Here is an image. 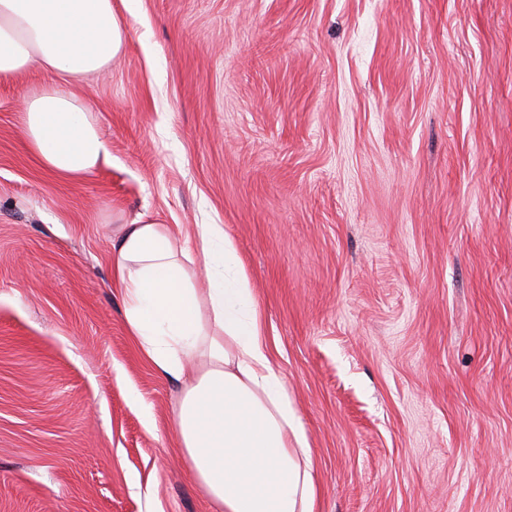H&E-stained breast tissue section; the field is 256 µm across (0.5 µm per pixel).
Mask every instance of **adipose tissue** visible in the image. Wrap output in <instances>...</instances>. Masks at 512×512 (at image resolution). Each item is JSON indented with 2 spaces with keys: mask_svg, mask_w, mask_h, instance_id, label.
Segmentation results:
<instances>
[{
  "mask_svg": "<svg viewBox=\"0 0 512 512\" xmlns=\"http://www.w3.org/2000/svg\"><path fill=\"white\" fill-rule=\"evenodd\" d=\"M127 34L112 0H0V78L37 65L59 80L22 98L28 144L50 173L79 179L110 160L72 86L107 71ZM112 249L128 333L180 385L176 446L216 512H315L309 444L223 225L181 236L141 214Z\"/></svg>",
  "mask_w": 512,
  "mask_h": 512,
  "instance_id": "adipose-tissue-1",
  "label": "adipose tissue"
}]
</instances>
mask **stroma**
<instances>
[{"instance_id":"stroma-1","label":"stroma","mask_w":512,"mask_h":512,"mask_svg":"<svg viewBox=\"0 0 512 512\" xmlns=\"http://www.w3.org/2000/svg\"><path fill=\"white\" fill-rule=\"evenodd\" d=\"M112 4L111 162L45 170L53 79L0 80V512H213L112 279L140 214L234 242L316 512H512V0Z\"/></svg>"}]
</instances>
